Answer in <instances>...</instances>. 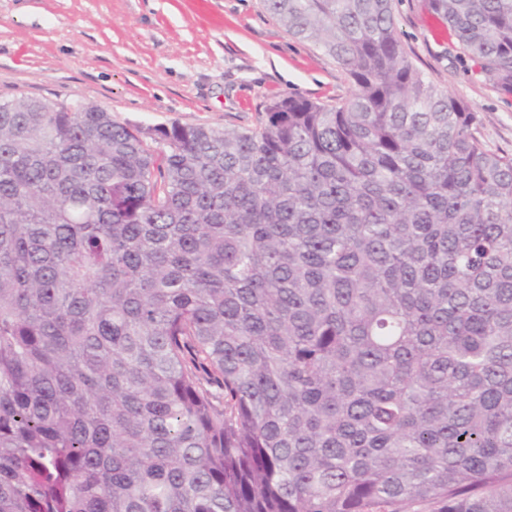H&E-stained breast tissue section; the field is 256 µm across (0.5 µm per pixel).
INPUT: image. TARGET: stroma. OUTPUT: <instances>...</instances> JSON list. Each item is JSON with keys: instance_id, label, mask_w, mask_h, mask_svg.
<instances>
[{"instance_id": "35a3bbf8", "label": "stroma", "mask_w": 512, "mask_h": 512, "mask_svg": "<svg viewBox=\"0 0 512 512\" xmlns=\"http://www.w3.org/2000/svg\"><path fill=\"white\" fill-rule=\"evenodd\" d=\"M417 67L473 105L476 135L512 154V98L472 61L426 0H396ZM352 85L260 0H0V96L90 102L148 128H246L273 99L332 103Z\"/></svg>"}]
</instances>
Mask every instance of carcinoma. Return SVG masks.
Here are the masks:
<instances>
[{"instance_id":"obj_1","label":"carcinoma","mask_w":512,"mask_h":512,"mask_svg":"<svg viewBox=\"0 0 512 512\" xmlns=\"http://www.w3.org/2000/svg\"><path fill=\"white\" fill-rule=\"evenodd\" d=\"M512 96V0H428ZM257 125L0 99V512H512V155L394 0Z\"/></svg>"}]
</instances>
